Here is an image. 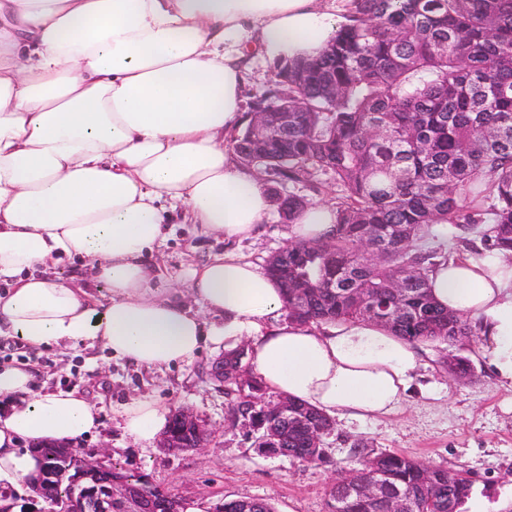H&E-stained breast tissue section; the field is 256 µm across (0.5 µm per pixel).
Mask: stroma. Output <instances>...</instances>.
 I'll return each instance as SVG.
<instances>
[{"instance_id":"stroma-1","label":"stroma","mask_w":512,"mask_h":512,"mask_svg":"<svg viewBox=\"0 0 512 512\" xmlns=\"http://www.w3.org/2000/svg\"><path fill=\"white\" fill-rule=\"evenodd\" d=\"M289 233L288 222L274 207L254 237L232 243L177 219L144 261L157 272L154 287L173 290L178 300L198 311L202 305L186 281L190 268L227 253L265 266L290 244ZM422 244L453 257L474 252L482 242L478 234L466 236L451 225L435 224ZM7 342L0 337V358L29 368L38 389H74L101 407L102 426L79 443L80 451L149 478L170 490L182 506L198 503L205 512H214L224 500L250 498L271 502L276 512H327L341 467L361 447L372 455L401 452L429 465L467 470L475 479L467 512H512V389L499 383L479 355L478 340L464 346L426 344L398 412L379 421L335 420L324 440L325 460L316 466L265 452L257 446L256 432L229 425L224 385L210 374L223 345H207L188 363L147 370L113 357L100 344L31 348L20 359L10 354ZM452 354L469 358L473 380L449 374L446 361ZM138 398L155 400L171 413L191 412L210 432L206 447L168 451L160 443L148 446L127 435L119 413Z\"/></svg>"}]
</instances>
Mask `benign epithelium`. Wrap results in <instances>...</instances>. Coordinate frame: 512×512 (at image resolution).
<instances>
[{"instance_id": "7a95c632", "label": "benign epithelium", "mask_w": 512, "mask_h": 512, "mask_svg": "<svg viewBox=\"0 0 512 512\" xmlns=\"http://www.w3.org/2000/svg\"><path fill=\"white\" fill-rule=\"evenodd\" d=\"M274 413L281 417L303 420L296 403L286 398L276 400ZM117 468L97 457L81 454L74 448L61 451L45 462V467L33 486L34 496L29 509L36 508L41 487L64 486L68 490L62 512H162L166 503L155 485L147 479L132 485V480L117 479Z\"/></svg>"}]
</instances>
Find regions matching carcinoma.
Listing matches in <instances>:
<instances>
[{
	"label": "carcinoma",
	"instance_id": "carcinoma-1",
	"mask_svg": "<svg viewBox=\"0 0 512 512\" xmlns=\"http://www.w3.org/2000/svg\"><path fill=\"white\" fill-rule=\"evenodd\" d=\"M276 81L249 111L267 112L266 149H250L246 125L232 149L238 163L305 195L276 197L292 224L327 181L336 187L331 235L292 242L267 262L285 289L288 317L301 323L364 321L398 308L389 328L412 343L463 342L470 320L432 300L429 272L448 256L422 246L433 224L479 233L512 256V0H349L345 22L315 59L280 61ZM318 285L304 301L286 278ZM232 423L251 422L258 447L276 438L283 455L318 464L308 425L267 411L259 376L243 392L228 382ZM167 432L179 448L207 441ZM386 477L381 496L360 490ZM475 481L450 487L443 468L399 452L361 455L332 487L328 512H391L401 494L412 512H466ZM224 512H274L265 500L224 501Z\"/></svg>",
	"mask_w": 512,
	"mask_h": 512
}]
</instances>
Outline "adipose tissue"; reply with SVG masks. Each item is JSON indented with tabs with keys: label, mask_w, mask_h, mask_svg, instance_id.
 Here are the masks:
<instances>
[{
	"label": "adipose tissue",
	"mask_w": 512,
	"mask_h": 512,
	"mask_svg": "<svg viewBox=\"0 0 512 512\" xmlns=\"http://www.w3.org/2000/svg\"><path fill=\"white\" fill-rule=\"evenodd\" d=\"M335 10L336 0H0V336L99 343L146 369L244 342L274 395L348 420L395 413L418 345L367 321L285 318L276 281L234 255L190 269L199 313L152 287L143 263L179 209L228 242L257 232L266 188L224 146L244 122L243 60L317 57ZM73 256L89 260L107 302L50 274ZM428 283L438 304L471 317L481 357L512 384V259L454 257ZM119 418L147 445L167 423L146 398ZM101 425L78 392H39L30 370L0 368V512L43 470L37 445H75Z\"/></svg>",
	"instance_id": "ef3b65f1"
}]
</instances>
